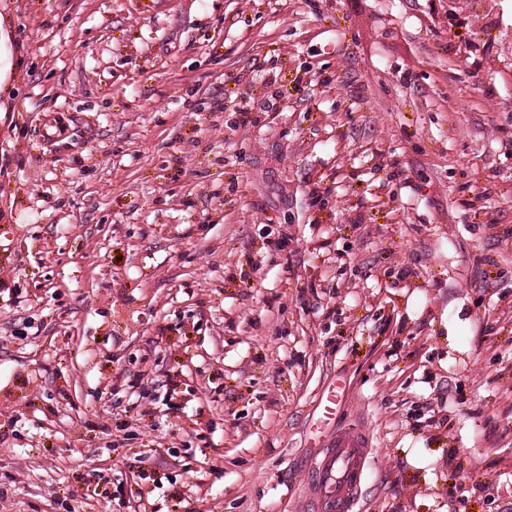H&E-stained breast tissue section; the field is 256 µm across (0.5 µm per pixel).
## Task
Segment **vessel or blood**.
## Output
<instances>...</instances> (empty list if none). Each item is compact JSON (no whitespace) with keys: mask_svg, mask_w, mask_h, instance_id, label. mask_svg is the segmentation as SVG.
<instances>
[{"mask_svg":"<svg viewBox=\"0 0 512 512\" xmlns=\"http://www.w3.org/2000/svg\"><path fill=\"white\" fill-rule=\"evenodd\" d=\"M312 476V512H354L371 468L369 437L345 427L331 433Z\"/></svg>","mask_w":512,"mask_h":512,"instance_id":"b4317fda","label":"vessel or blood"}]
</instances>
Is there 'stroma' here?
<instances>
[{
  "label": "stroma",
  "mask_w": 512,
  "mask_h": 512,
  "mask_svg": "<svg viewBox=\"0 0 512 512\" xmlns=\"http://www.w3.org/2000/svg\"><path fill=\"white\" fill-rule=\"evenodd\" d=\"M497 2L0 0V512H512ZM323 446L313 470L311 511L355 512L371 468L369 437L357 427L338 428Z\"/></svg>",
  "instance_id": "stroma-1"
}]
</instances>
